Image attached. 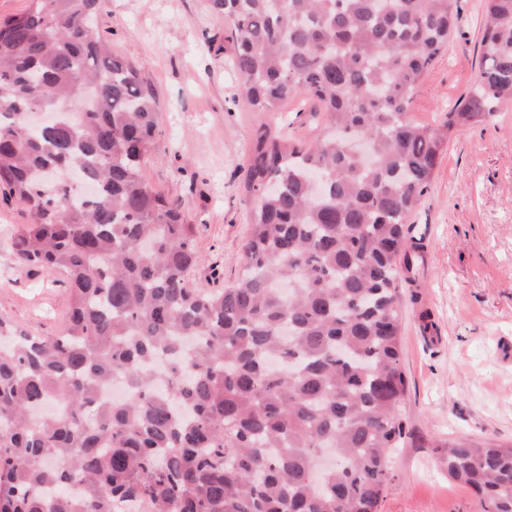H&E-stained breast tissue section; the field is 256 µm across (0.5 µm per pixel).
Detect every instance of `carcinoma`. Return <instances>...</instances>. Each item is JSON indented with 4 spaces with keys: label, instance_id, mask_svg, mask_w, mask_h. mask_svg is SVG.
Listing matches in <instances>:
<instances>
[{
    "label": "carcinoma",
    "instance_id": "1",
    "mask_svg": "<svg viewBox=\"0 0 512 512\" xmlns=\"http://www.w3.org/2000/svg\"><path fill=\"white\" fill-rule=\"evenodd\" d=\"M104 2L0 19V199L30 215L11 248L66 274L69 309L57 336L0 317V512H378L406 435V224L448 135L512 105V0H483L479 76L441 131L409 111L451 0H207L243 103L304 93L327 121L310 143L256 136L245 267L209 292L188 287L193 225L141 174L159 113L99 34ZM34 107L55 123L32 129ZM431 447L512 512V445Z\"/></svg>",
    "mask_w": 512,
    "mask_h": 512
}]
</instances>
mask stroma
<instances>
[{
    "mask_svg": "<svg viewBox=\"0 0 512 512\" xmlns=\"http://www.w3.org/2000/svg\"><path fill=\"white\" fill-rule=\"evenodd\" d=\"M454 9L448 49L410 106V119L430 127L464 103L480 71L482 0H456ZM99 31L143 67L156 94L162 134L142 174L195 227L191 287L232 284L250 232L240 186L251 140L267 128L314 139L324 115L303 94L280 112L246 109L224 22L205 0H107ZM28 220L23 206L0 204V316L51 334L67 311L66 276L16 262L10 240ZM408 227L400 287L409 434L379 512H484L469 487L449 479L438 443H512V106L451 134Z\"/></svg>",
    "mask_w": 512,
    "mask_h": 512,
    "instance_id": "35a3bbf8",
    "label": "stroma"
}]
</instances>
